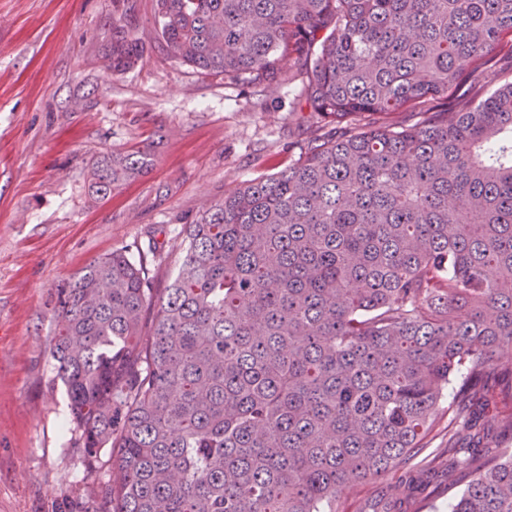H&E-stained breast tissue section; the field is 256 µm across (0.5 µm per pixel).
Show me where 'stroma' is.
<instances>
[{"instance_id": "35a3bbf8", "label": "stroma", "mask_w": 512, "mask_h": 512, "mask_svg": "<svg viewBox=\"0 0 512 512\" xmlns=\"http://www.w3.org/2000/svg\"><path fill=\"white\" fill-rule=\"evenodd\" d=\"M116 25L144 47L118 73L104 66ZM301 89L194 72L159 42L153 0H0V512H102L113 470L110 449L89 469L64 444L56 287L114 250L147 255L166 287L187 222L304 152L316 127L294 107ZM132 148L154 152L152 169L94 198L93 162Z\"/></svg>"}]
</instances>
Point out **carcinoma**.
<instances>
[{
  "mask_svg": "<svg viewBox=\"0 0 512 512\" xmlns=\"http://www.w3.org/2000/svg\"><path fill=\"white\" fill-rule=\"evenodd\" d=\"M153 21L206 76L305 79L323 133L185 224L163 291L121 251L55 289L69 444L116 463L105 512H336L425 447L457 375L448 464L384 486L381 512L443 466L470 477L451 512H512V450L479 426L512 433V0H154ZM143 54L112 26L107 69ZM475 72L488 90L431 106ZM408 106L416 123L385 122ZM153 165L104 153L90 192Z\"/></svg>",
  "mask_w": 512,
  "mask_h": 512,
  "instance_id": "obj_1",
  "label": "carcinoma"
}]
</instances>
